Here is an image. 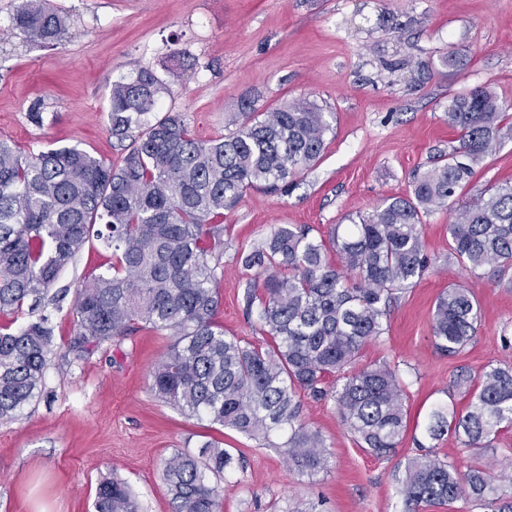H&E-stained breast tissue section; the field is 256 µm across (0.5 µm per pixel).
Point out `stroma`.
<instances>
[{
  "instance_id": "stroma-1",
  "label": "stroma",
  "mask_w": 512,
  "mask_h": 512,
  "mask_svg": "<svg viewBox=\"0 0 512 512\" xmlns=\"http://www.w3.org/2000/svg\"><path fill=\"white\" fill-rule=\"evenodd\" d=\"M22 0H0V141L31 155L79 146L116 161L109 131V90L139 67L167 77L184 66L146 122L183 113L194 136L225 133V117L241 103L259 109L303 98L333 113L319 162L286 190L246 191L224 214V277L217 315L226 334L265 342L245 313L249 273L238 248L281 224L313 225L329 238L333 225L402 196L433 155L458 140L445 113L478 86L512 104V0H50L68 18L60 45L26 40L12 23ZM455 65H443L448 53ZM512 185V137L475 167L467 196ZM447 211L424 218L422 234L434 267L390 306L388 329L367 343L355 369L388 364L406 392L411 428L393 456L358 447L332 400L303 398L302 418L321 433L329 470L308 477L279 449L234 431L224 446L234 456L224 474V512H290L320 504L323 512H405L398 476L432 409H464L468 396L452 381L459 368L480 375L512 365V291L499 287L497 267L470 272L448 258ZM112 251L87 244L61 273L67 291L46 305L54 351L42 396L15 422L0 425V512H94L100 480L125 481L142 512H171L161 479L175 451H197L210 428L185 418L150 389L151 373L171 337L138 331L84 358L74 334L75 290L108 268ZM469 288L481 306L474 340L457 357L442 355L432 337L438 295Z\"/></svg>"
}]
</instances>
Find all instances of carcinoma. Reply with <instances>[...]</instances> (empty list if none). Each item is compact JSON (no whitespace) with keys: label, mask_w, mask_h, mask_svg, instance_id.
<instances>
[{"label":"carcinoma","mask_w":512,"mask_h":512,"mask_svg":"<svg viewBox=\"0 0 512 512\" xmlns=\"http://www.w3.org/2000/svg\"><path fill=\"white\" fill-rule=\"evenodd\" d=\"M13 21L43 46L59 45L67 28V17L46 0H23ZM166 90L149 67L112 84L110 131L120 142L132 139L115 163L76 145L24 157L0 141V315L30 317L18 329L0 324V424L40 396L54 330L35 312L95 238L112 248L113 262L77 290L69 341L77 357L139 330L168 335L173 343L150 389L182 414L249 438L282 434L288 463L313 476L329 468L330 455L301 418V396L330 397L361 447L389 455L408 425L405 388L387 364L351 367L366 343L386 333L395 295L435 263L421 236L424 217L450 212L448 259L470 272L489 264L512 268V185L461 201L474 166L500 146L512 107L488 86L454 98L446 120L460 133L458 145L414 175L408 194L349 218L343 232L335 225L330 243L341 266L308 224L280 225L239 249L236 263L255 271L245 301L269 338L262 346L224 333L216 321L224 211L248 188L277 191L315 166L333 131L330 115L306 98L263 111L247 102L231 119L234 130L200 141L179 112L140 125ZM480 320L469 289L442 291L432 319L436 347L457 356ZM454 384L469 392L465 409L434 410L427 437L451 434L469 452L492 449L501 429L512 427V367L486 369L476 383L461 370ZM232 461L217 439L197 454L168 458L162 478L173 512H222L221 481ZM496 480L512 486V473L493 476L480 463L461 467L421 454L408 459L400 493L416 510L465 497L491 512H512ZM93 507L140 512L118 479L99 483Z\"/></svg>","instance_id":"cac0c4a2"}]
</instances>
